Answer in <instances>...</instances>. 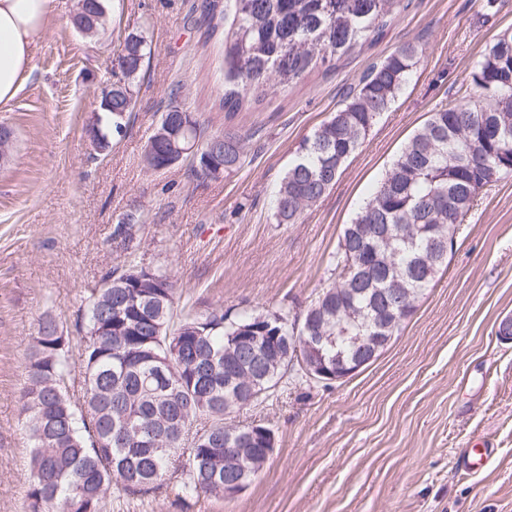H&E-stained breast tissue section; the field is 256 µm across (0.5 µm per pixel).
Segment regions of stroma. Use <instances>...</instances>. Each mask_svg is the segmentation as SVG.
<instances>
[{"label":"stroma","instance_id":"35a3bbf8","mask_svg":"<svg viewBox=\"0 0 512 512\" xmlns=\"http://www.w3.org/2000/svg\"><path fill=\"white\" fill-rule=\"evenodd\" d=\"M202 0H106L103 29L79 33L77 0H52L33 72L0 104L14 140L0 163V512H27L30 448L18 396L40 318L49 315L79 354L76 322L92 288L127 255L114 224L134 215L137 261L171 274L188 311L298 312L331 282L345 224L372 196L395 155L440 105L470 89L487 45L512 31V0H408L376 43L335 70L272 90L233 126L244 163L220 178L191 159L146 170L143 154L170 99L207 131L224 127V21ZM151 39L124 136L109 154L86 129L131 32ZM417 64L334 187L298 223L273 200L300 142L336 112L363 73L403 44ZM512 314V175L484 188L439 275L391 344L334 383L288 371L276 396L233 413L261 424L275 448L241 493L175 502L171 474L147 496L114 492L106 512H512V343L496 324ZM490 447L478 473L466 457Z\"/></svg>","mask_w":512,"mask_h":512}]
</instances>
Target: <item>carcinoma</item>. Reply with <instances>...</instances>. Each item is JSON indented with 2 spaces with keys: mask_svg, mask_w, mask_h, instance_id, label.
<instances>
[{
  "mask_svg": "<svg viewBox=\"0 0 512 512\" xmlns=\"http://www.w3.org/2000/svg\"><path fill=\"white\" fill-rule=\"evenodd\" d=\"M407 8L404 0H208L209 17L224 14V118L261 104L274 88L286 89L315 70H330L356 47L372 44ZM145 32L128 34L115 58L112 99L100 100L103 136L95 150L106 154L127 128L138 78L150 54ZM406 44L373 66L344 107L323 121L298 147L280 180L275 219L295 224L336 183L378 117L387 111L416 64ZM473 92L436 108L404 144L372 197L345 225L334 258L335 282L319 291L302 316L281 311L178 310V281L158 269L127 261L110 270L87 304L79 371L83 389L69 396L73 370L69 337L51 316L25 363L20 393L31 443L27 512H102L112 486L143 496L155 489L175 457L188 454L180 501L224 494L240 477L224 465V453L244 455L255 478L268 457L261 445L238 433L224 443V416L237 408L239 385L229 377L258 379L253 404L274 394L287 370L300 365L295 324L339 338L325 354L348 362L358 354L355 336H391L414 313L425 291L447 270L439 244L453 242L481 189L512 174V33L490 44L470 72ZM501 106L485 109V95ZM171 128L159 122L145 151L147 169L175 166L183 156L170 137L185 130L180 145L196 146L197 173L229 175L243 164L241 136L231 130L204 134L193 112L168 104ZM166 133L159 134L160 130ZM396 228L384 244L375 231ZM128 215L115 225L112 242L128 254L134 243ZM391 306L394 330L368 318L370 305ZM274 336L278 366L241 361L233 337ZM170 361L159 374L147 362Z\"/></svg>",
  "mask_w": 512,
  "mask_h": 512,
  "instance_id": "obj_1",
  "label": "carcinoma"
}]
</instances>
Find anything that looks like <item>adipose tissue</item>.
Listing matches in <instances>:
<instances>
[{"mask_svg":"<svg viewBox=\"0 0 512 512\" xmlns=\"http://www.w3.org/2000/svg\"><path fill=\"white\" fill-rule=\"evenodd\" d=\"M50 0H0V103L12 100L33 71Z\"/></svg>","mask_w":512,"mask_h":512,"instance_id":"1","label":"adipose tissue"}]
</instances>
